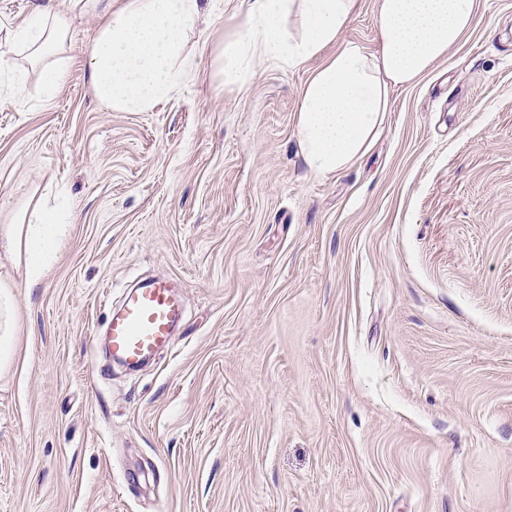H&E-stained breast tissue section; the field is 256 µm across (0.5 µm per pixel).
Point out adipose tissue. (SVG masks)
<instances>
[{
	"label": "adipose tissue",
	"instance_id": "ef3b65f1",
	"mask_svg": "<svg viewBox=\"0 0 512 512\" xmlns=\"http://www.w3.org/2000/svg\"><path fill=\"white\" fill-rule=\"evenodd\" d=\"M358 0H251L244 38L225 42L223 57L246 64L274 60L296 66L337 44L333 57L302 88L298 140L309 170L325 176L365 154L383 125L391 92L415 82L458 46L470 29L475 0H378L377 52L339 37ZM201 0H125L99 30L87 58L96 97L107 107L145 112L177 93L193 67L185 54ZM300 9L301 35L284 21ZM70 10L52 0L36 6L12 34L32 63L41 65L46 94L60 88L65 70L53 61L67 38ZM0 242L23 268L27 287L39 285L61 246L59 215L46 203L32 205L28 222L0 226ZM16 282L0 275V373L14 360L19 331Z\"/></svg>",
	"mask_w": 512,
	"mask_h": 512
}]
</instances>
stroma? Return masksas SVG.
<instances>
[{
	"label": "stroma",
	"instance_id": "35a3bbf8",
	"mask_svg": "<svg viewBox=\"0 0 512 512\" xmlns=\"http://www.w3.org/2000/svg\"><path fill=\"white\" fill-rule=\"evenodd\" d=\"M249 0H207L197 61L149 112L95 97L104 13L73 12L51 98H0V225L70 217L18 288L0 374V512H512V0L418 83L368 153L318 176L299 93L324 56H220ZM379 47L377 0L341 34ZM168 275L174 347L105 367L102 291Z\"/></svg>",
	"mask_w": 512,
	"mask_h": 512
}]
</instances>
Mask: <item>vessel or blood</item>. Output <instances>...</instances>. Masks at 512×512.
I'll list each match as a JSON object with an SVG mask.
<instances>
[{"mask_svg":"<svg viewBox=\"0 0 512 512\" xmlns=\"http://www.w3.org/2000/svg\"><path fill=\"white\" fill-rule=\"evenodd\" d=\"M183 305L168 281L152 279L128 291L120 310L110 314L107 334L113 359L130 366L171 347Z\"/></svg>","mask_w":512,"mask_h":512,"instance_id":"obj_1","label":"vessel or blood"}]
</instances>
